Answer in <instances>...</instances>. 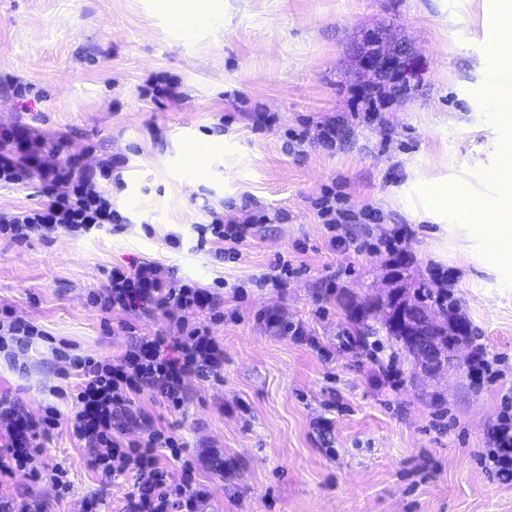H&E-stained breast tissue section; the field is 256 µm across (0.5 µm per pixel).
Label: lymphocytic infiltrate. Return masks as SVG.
<instances>
[{"label":"lymphocytic infiltrate","instance_id":"f902f5d3","mask_svg":"<svg viewBox=\"0 0 512 512\" xmlns=\"http://www.w3.org/2000/svg\"><path fill=\"white\" fill-rule=\"evenodd\" d=\"M65 141L62 134L0 129V186H25L34 181L40 198L29 208L0 210V237L22 245L35 236L48 238L60 228L82 235L121 222L107 183L124 168L125 158L104 156L93 167L82 165L75 156L62 163L57 155ZM341 201V196L328 189L314 202L332 233L331 245L347 253L368 250V242L352 235L348 227L363 218L374 219V212L358 214L342 207ZM208 216V222L198 228V244L211 246L219 260L236 258L237 247L251 225L270 221L268 214L248 205L241 206L236 216H224L213 208ZM88 300L106 325L113 313L137 309L164 311L169 323L165 331L147 335L136 324L122 322L132 343L114 359L72 355L58 349V357L66 363L63 377L76 379L70 387L52 389L56 398L69 403V417H62L59 408L51 404L33 414L17 401L1 398L0 477L20 475L33 483L47 478L59 490H67L65 469H48L37 463L43 440L64 426L85 449L88 465L103 476L113 478L136 471L137 481L126 495L124 512H199L203 496L193 488L194 462L185 461L176 479L160 469L155 456L159 448L180 456L182 443L152 424L144 441L125 442L116 420L131 413L136 397L145 392L167 408L181 410L187 376L210 377L222 371L224 348L210 325L224 319L223 298L210 287L177 278L172 268L161 262L145 261L131 273L112 268L105 284L90 291ZM197 311L207 313V323L188 320V313ZM44 336L33 323L15 318L10 308H0V353L10 364H17L34 339ZM487 439L488 446L479 455L482 467L493 479L511 482L512 393L504 395L503 408L489 427Z\"/></svg>","mask_w":512,"mask_h":512}]
</instances>
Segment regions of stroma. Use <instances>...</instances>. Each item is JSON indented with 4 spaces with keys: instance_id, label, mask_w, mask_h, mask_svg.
<instances>
[{
    "instance_id": "stroma-1",
    "label": "stroma",
    "mask_w": 512,
    "mask_h": 512,
    "mask_svg": "<svg viewBox=\"0 0 512 512\" xmlns=\"http://www.w3.org/2000/svg\"><path fill=\"white\" fill-rule=\"evenodd\" d=\"M496 0H0V81L15 77L24 98L0 90V127L69 137L62 156L94 165L127 156L112 195L120 229L17 245L0 239V307L45 330L17 371L0 357V396L30 412L54 403L62 384L54 349L118 357L142 333L165 326L155 311L101 315L87 301L115 266L155 260L177 276L226 281L219 378L189 377L183 409L141 395L146 419L184 442L182 458H204L196 487L205 512H512V484L492 480L478 454L487 428L512 391V274L458 250L438 259L432 231L458 224L439 210L442 191L496 204L495 142L512 135V65L490 56L500 35ZM407 44L406 90L361 70L360 48L376 37ZM177 83L181 99L140 94L149 76ZM384 94L376 111L366 101ZM335 119L336 149L317 142ZM223 123V134L212 133ZM307 131L301 151L288 134ZM336 189L377 220L351 225L372 250L332 248L312 206ZM284 220L253 225L238 260L216 262L197 246L207 207L233 214L243 198ZM412 236L401 254L385 241ZM180 247H171L169 235ZM300 271L280 287H257L275 255ZM441 287L453 276L449 316L504 358V375L474 384L471 345L460 340L444 371L423 373L386 336L351 345L348 302L380 294L388 278ZM395 358V385L377 363ZM38 460L63 466L70 486L0 484V499L42 512H121L136 476L107 478L86 466L66 428L45 441Z\"/></svg>"
}]
</instances>
